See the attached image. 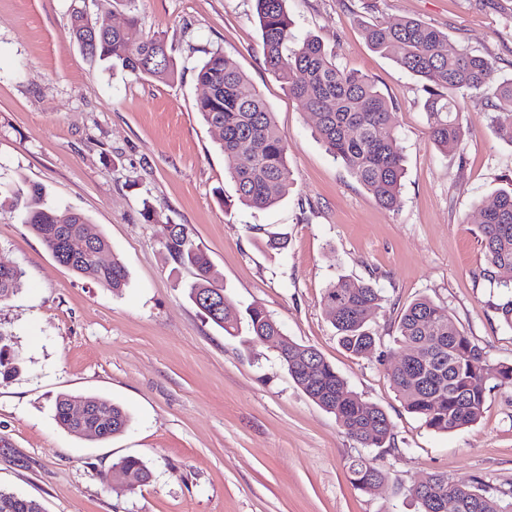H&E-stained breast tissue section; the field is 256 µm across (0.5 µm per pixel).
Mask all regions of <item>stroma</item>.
I'll return each mask as SVG.
<instances>
[{
	"label": "stroma",
	"instance_id": "35a3bbf8",
	"mask_svg": "<svg viewBox=\"0 0 512 512\" xmlns=\"http://www.w3.org/2000/svg\"><path fill=\"white\" fill-rule=\"evenodd\" d=\"M144 33L165 38L177 75L165 82L91 59L67 31L73 9L123 24L112 0H0V260L21 267V290L0 302V332L22 352L0 383V489L45 512H415L408 489L446 473L512 493V391H491L476 424L427 430L406 412L381 351L399 316L425 296L445 306L485 353L512 364V329L496 311L480 245L478 206L512 188V145L494 134L492 90L469 94L462 151L430 138L425 84L372 51L367 24L415 18L494 60L512 79V0H287L296 37L318 36L339 68L375 81L392 103L404 155L400 203L386 209L325 152L315 118L265 64L254 0H136ZM224 52L266 99L288 142L293 185L266 210L236 204L221 133L196 109V69ZM88 215L126 265L116 295L55 261L11 207L15 187ZM153 207L141 215L142 200ZM184 224L238 308L262 305L284 334L319 349L350 388L386 411L391 448H360L281 366L272 344L225 335L188 299L192 274L169 260L162 229ZM288 240L266 250L268 235ZM371 283L383 302L371 326L379 351L338 344L321 302L339 277ZM121 404L127 431L77 438L54 421L59 395ZM133 456L144 485L110 482ZM375 459L388 479L356 490L348 464ZM113 469H119L124 474H130L136 483L145 484L150 479V472L144 463L135 457H124L112 465ZM121 472H114L113 477L122 478Z\"/></svg>",
	"mask_w": 512,
	"mask_h": 512
}]
</instances>
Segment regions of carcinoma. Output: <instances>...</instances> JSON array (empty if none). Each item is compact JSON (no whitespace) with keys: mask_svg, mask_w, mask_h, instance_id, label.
I'll return each mask as SVG.
<instances>
[{"mask_svg":"<svg viewBox=\"0 0 512 512\" xmlns=\"http://www.w3.org/2000/svg\"><path fill=\"white\" fill-rule=\"evenodd\" d=\"M287 0H255L263 56L288 95L301 100L314 114L315 136L326 153L343 165L386 209L399 204L404 177L403 153L398 138L384 136L392 127L393 106L366 76L336 66L316 36L294 39L286 9ZM365 40L374 51L393 57L412 75L425 81L426 112L433 143L444 151H459L464 142L461 111L466 95L494 80V63L467 49H445L448 35L413 18L381 22L364 29ZM68 36L82 52L109 61L130 73L159 80L175 78L172 50L164 39L142 31L138 15L129 11L124 26L92 36L84 14L72 15ZM197 82L207 90L196 103L203 120L222 129L221 148L228 161L227 173L234 183L238 202L255 209L277 204L290 189L288 145L277 128L274 113L262 96L245 92L246 75L219 51L197 68ZM498 102L492 104L490 124L495 135L512 144V79L499 82ZM13 207L49 251L61 253L68 269L88 276L114 293L129 285V271L123 261L101 265L97 253L110 249L106 237L81 212L61 210L48 204L42 189L13 191ZM75 233L88 238L90 251L70 256L62 237ZM480 243L487 259V277L496 283L500 271H512V190L500 191L481 208ZM161 245L176 264L192 271L189 299L229 336L240 335L246 324L251 339L276 343L283 335L279 323L262 306L253 304L244 315L235 313L230 298L216 314L198 302L215 290L212 263L196 244L184 224L162 230ZM24 272L0 262V301L15 295ZM502 302L497 310L512 327V287L502 284ZM383 301L370 283L340 278L329 284L323 295L331 310L339 343L354 356L375 347L368 323ZM395 344L406 359L388 368V376L407 412L435 433H453L479 421L487 397L495 389L512 390V365H502L490 374L482 349L460 331L448 310L427 297L412 301L401 312ZM11 337L0 333V379L7 380L19 370L20 353L8 352ZM278 358L296 386L317 406L332 414L336 422L362 448H390L394 445L392 423L387 413L368 403L353 390L322 353L290 338L279 342ZM75 398L62 394L55 401V421L64 430L90 440H103L127 429L130 417L125 409L99 399L82 425L71 419ZM137 483H146L150 472L135 457H124L112 465ZM351 484L364 493L376 491L386 473L373 460L358 457L348 466ZM419 512H441L448 497L458 498V512H512V496L495 497L478 483L454 482L443 473H431L421 487L409 488ZM0 512H41L40 503L21 494L0 490Z\"/></svg>","mask_w":512,"mask_h":512,"instance_id":"obj_1","label":"carcinoma"}]
</instances>
